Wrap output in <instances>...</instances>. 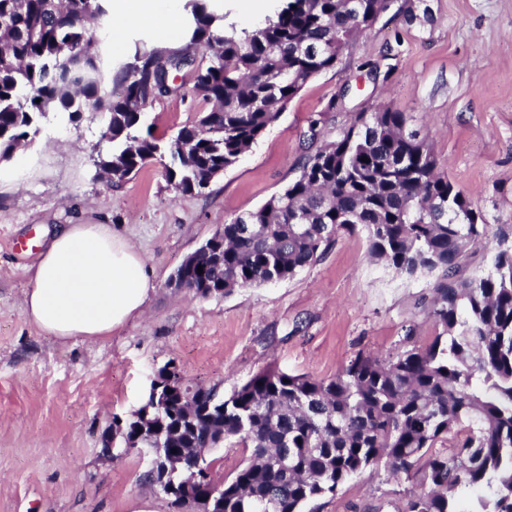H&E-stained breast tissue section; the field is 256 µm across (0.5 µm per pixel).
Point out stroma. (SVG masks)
Returning a JSON list of instances; mask_svg holds the SVG:
<instances>
[{"label": "stroma", "instance_id": "obj_1", "mask_svg": "<svg viewBox=\"0 0 512 512\" xmlns=\"http://www.w3.org/2000/svg\"><path fill=\"white\" fill-rule=\"evenodd\" d=\"M108 44L113 67L136 50H176L183 34L127 19ZM154 102L145 125L170 140L203 104L189 75ZM405 113L454 186L494 224H512V0H393L336 65L311 79L276 122L205 194L176 191L161 160L111 182L94 160L103 114L49 113L32 142L0 163V512H134L152 500L147 455L102 452L113 416L145 402L155 371L175 362L190 384L230 394L274 366L317 379L357 354L388 358L405 336L427 342L432 278H406L368 254L363 231L339 234L295 277L202 298L173 287L181 261L237 215L300 174L304 141H335L357 113ZM65 224H109L152 268L140 317L94 343L62 342L23 313L30 269ZM420 482L363 470L304 512H397Z\"/></svg>", "mask_w": 512, "mask_h": 512}]
</instances>
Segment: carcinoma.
<instances>
[{"label": "carcinoma", "instance_id": "obj_1", "mask_svg": "<svg viewBox=\"0 0 512 512\" xmlns=\"http://www.w3.org/2000/svg\"><path fill=\"white\" fill-rule=\"evenodd\" d=\"M109 0H0V161L51 112L75 121L105 114L100 172L120 182L156 156L182 193H201L234 165L317 74L372 28L391 0H279L251 28L226 21L211 0H191L179 50L137 51L118 72L106 65L99 29ZM191 74L207 110L170 141L141 134L145 111ZM118 95L101 93L108 81ZM367 161H362V158ZM367 233L369 256L400 275L434 276L437 332L388 360L358 355L331 378L267 367L224 397V409L183 398L174 381L150 416L174 464L230 441L248 451L230 481L202 460L200 479L177 470L159 489L175 509L206 493L210 512H303L335 496L369 467L419 475L421 492L401 512H458L461 490L483 487L476 512H512V225L486 214L440 171L428 140L403 112H360L335 141L307 155L300 175L260 208L208 240L206 254L178 266L201 297L294 277L342 231ZM474 245L490 247L492 270L464 276ZM203 273H198V267ZM140 409L113 426L112 456L134 450ZM450 445H445V442ZM284 449L287 471L270 464Z\"/></svg>", "mask_w": 512, "mask_h": 512}]
</instances>
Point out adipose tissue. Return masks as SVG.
Listing matches in <instances>:
<instances>
[{"label":"adipose tissue","mask_w":512,"mask_h":512,"mask_svg":"<svg viewBox=\"0 0 512 512\" xmlns=\"http://www.w3.org/2000/svg\"><path fill=\"white\" fill-rule=\"evenodd\" d=\"M178 0H113L112 13L179 24ZM154 273L135 246L107 224L58 229L33 268L24 294L27 320L61 341L102 340L145 310Z\"/></svg>","instance_id":"obj_1"}]
</instances>
